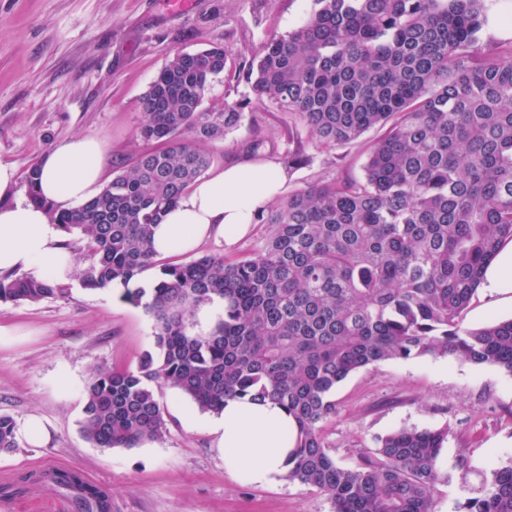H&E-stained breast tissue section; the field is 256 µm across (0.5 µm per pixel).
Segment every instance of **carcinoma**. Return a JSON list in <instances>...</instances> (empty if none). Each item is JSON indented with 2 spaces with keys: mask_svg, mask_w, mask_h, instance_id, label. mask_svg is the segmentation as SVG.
<instances>
[{
  "mask_svg": "<svg viewBox=\"0 0 512 512\" xmlns=\"http://www.w3.org/2000/svg\"><path fill=\"white\" fill-rule=\"evenodd\" d=\"M307 20L265 42L242 74L257 101L289 112L326 146L387 128L364 180L300 189L271 211L261 249L156 265L152 226L210 168L206 144L237 128L248 103L206 110L224 73L220 46L177 52L139 99L145 147L94 198L50 209L80 236L84 289L124 287L151 316L154 350L134 368L100 370L85 391L82 433L98 448L166 434L151 383L219 413L228 399L274 400L296 424L288 480L334 512H433L448 429L402 427L353 468L338 464L324 423L351 374L390 360L453 356L512 375V318L465 328L461 315L504 241H512V49L486 50L487 0H315ZM52 280L0 277V301L59 299ZM224 299V319L195 335L192 314ZM0 415V451L17 447ZM77 512H108L75 470L54 473ZM461 512H512V464Z\"/></svg>",
  "mask_w": 512,
  "mask_h": 512,
  "instance_id": "obj_1",
  "label": "carcinoma"
}]
</instances>
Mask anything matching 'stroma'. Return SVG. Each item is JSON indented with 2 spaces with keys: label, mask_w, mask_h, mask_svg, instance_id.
Instances as JSON below:
<instances>
[{
  "label": "stroma",
  "mask_w": 512,
  "mask_h": 512,
  "mask_svg": "<svg viewBox=\"0 0 512 512\" xmlns=\"http://www.w3.org/2000/svg\"><path fill=\"white\" fill-rule=\"evenodd\" d=\"M314 0H193L175 12L169 0H0V161L25 176L51 147L75 135L107 146L104 177L126 169L143 146L138 100L178 51L223 47L227 66L209 87L204 108L245 102L241 125L210 143L213 170L233 162L283 163L287 150L304 156L289 168L285 193L337 179L364 177L374 127L351 144L324 146L289 113L252 101L239 73L274 35L299 27ZM480 40L512 46V0H488ZM264 140L256 153L246 144ZM491 266L462 314L479 328L512 317V288ZM68 298L0 302V414L16 423L43 418L51 438L19 441L0 451V476L12 490L0 512H76L66 493L46 486L44 473L79 471L112 492V512H333L326 496L289 480L254 486L233 478L204 426L188 428L190 402L156 392L165 437L135 448H98L81 433L84 390L94 372L135 367L153 347V321L122 298V287L86 290L72 277ZM337 412L325 426L337 461L352 466L375 437L400 427L447 428L442 450L446 482L434 491V512H458L480 496L495 469L512 461V376L452 357L387 361L361 370L336 390Z\"/></svg>",
  "instance_id": "1"
}]
</instances>
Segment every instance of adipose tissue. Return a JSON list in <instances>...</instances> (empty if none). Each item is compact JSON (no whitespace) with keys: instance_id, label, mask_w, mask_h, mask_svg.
<instances>
[{"instance_id":"1","label":"adipose tissue","mask_w":512,"mask_h":512,"mask_svg":"<svg viewBox=\"0 0 512 512\" xmlns=\"http://www.w3.org/2000/svg\"><path fill=\"white\" fill-rule=\"evenodd\" d=\"M104 163L105 145L97 137L76 136L53 146L38 164L42 201L36 204L16 198L15 168L0 162V272L25 271L57 283L71 279L76 259L50 211L95 197ZM287 180L286 170L273 162H238L199 179L155 226V253L182 255L210 238L232 247ZM203 423L232 476L267 485L287 475L295 422L280 404L229 400Z\"/></svg>"}]
</instances>
